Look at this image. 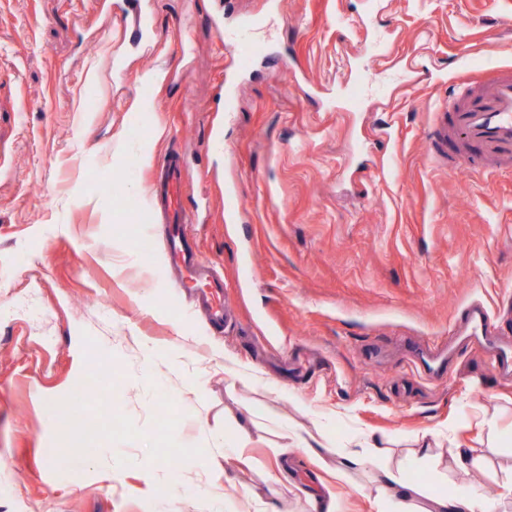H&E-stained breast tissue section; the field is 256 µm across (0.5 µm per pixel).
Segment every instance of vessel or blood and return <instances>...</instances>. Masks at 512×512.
Returning <instances> with one entry per match:
<instances>
[{
    "instance_id": "1",
    "label": "vessel or blood",
    "mask_w": 512,
    "mask_h": 512,
    "mask_svg": "<svg viewBox=\"0 0 512 512\" xmlns=\"http://www.w3.org/2000/svg\"><path fill=\"white\" fill-rule=\"evenodd\" d=\"M120 17L131 21L140 31L151 30V15L141 0H136L134 6H123ZM257 24L256 18L236 16L228 9L213 15L216 34L238 51L232 69L225 74L224 91L218 94V101H229L239 81L265 53L267 43L259 35ZM429 139L438 155L454 148L460 166L473 175L511 169L512 65L489 69L479 79L464 83L447 103L436 109ZM186 171L184 154H166L150 183L149 197L167 226L168 264L179 272L181 287L195 295L210 324L220 329L228 317L224 307V275L200 261L197 242L185 230L186 225L195 221L184 204ZM460 317L477 335H489L493 326L491 314L479 305L464 308Z\"/></svg>"
}]
</instances>
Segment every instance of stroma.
Segmentation results:
<instances>
[{"label": "stroma", "mask_w": 512, "mask_h": 512, "mask_svg": "<svg viewBox=\"0 0 512 512\" xmlns=\"http://www.w3.org/2000/svg\"><path fill=\"white\" fill-rule=\"evenodd\" d=\"M224 3L153 0L142 41L113 0H0V512H208L210 495L313 512L331 494L340 512H395L367 469L331 475L370 445L422 493L497 490L512 479V373L492 365L512 350V173L441 168L428 130L460 76L512 65V0H379L372 30L428 75L386 106L355 101L360 0L275 14L237 0L300 76L258 65L217 112ZM171 148L188 159L200 253L224 274L221 330L183 314L162 241L139 249ZM475 301L498 323L478 342L459 319ZM228 355L259 384L225 376ZM98 378L65 428L61 406ZM244 414L250 465L215 471ZM292 428L321 464L297 451L278 468ZM70 448L94 455L78 468ZM456 448L483 463L458 469Z\"/></svg>", "instance_id": "obj_1"}]
</instances>
